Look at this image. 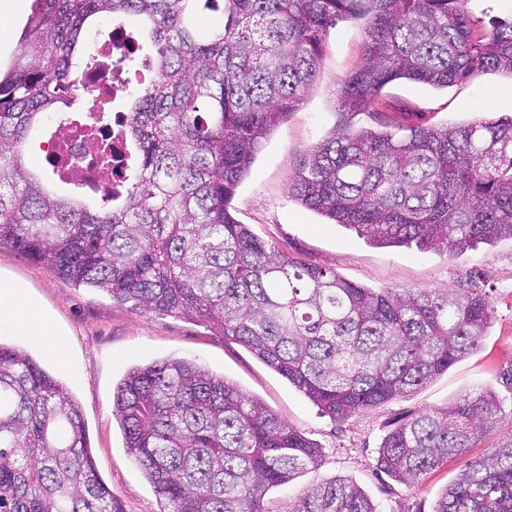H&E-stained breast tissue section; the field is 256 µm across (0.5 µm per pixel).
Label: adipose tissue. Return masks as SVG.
I'll return each instance as SVG.
<instances>
[{
  "label": "adipose tissue",
  "mask_w": 512,
  "mask_h": 512,
  "mask_svg": "<svg viewBox=\"0 0 512 512\" xmlns=\"http://www.w3.org/2000/svg\"><path fill=\"white\" fill-rule=\"evenodd\" d=\"M0 335L25 336L46 353L63 358L65 342L52 319L29 296L25 284L0 275Z\"/></svg>",
  "instance_id": "obj_1"
}]
</instances>
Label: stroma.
Instances as JSON below:
<instances>
[{
  "label": "stroma",
  "mask_w": 512,
  "mask_h": 512,
  "mask_svg": "<svg viewBox=\"0 0 512 512\" xmlns=\"http://www.w3.org/2000/svg\"><path fill=\"white\" fill-rule=\"evenodd\" d=\"M31 5L32 0H0V8L8 10L7 25L0 31L1 67L8 66L20 46ZM366 38L361 20L343 19L329 30L312 90L264 141L229 204L230 211L288 256L335 269L369 288L483 289L496 309L488 336L472 355L408 397L338 421L322 414L243 346L189 319L116 306L106 294L75 287L53 269L2 246L0 274L27 283L29 294L64 334L66 360L58 362L24 336L12 337L11 342L62 379L76 397L96 467L124 512H160L161 504L125 448L112 415L113 393L131 366L167 357L191 359L224 374L322 446L324 460L319 469L268 493L275 507L310 485L342 476L357 483L379 512H432L439 494L463 470L466 459L437 469L422 485L408 486L377 471V448L396 419L446 405L478 387L487 386L496 393L501 414L496 433L471 449L469 457L490 456L499 436L512 432V240L493 247L481 244L459 257L413 246L377 247L354 231L327 223L288 191L304 153L334 127L337 92L357 68ZM504 114H512V80L477 72L445 88L394 81L380 93L377 109L358 115L355 123L371 128L442 126L479 115Z\"/></svg>",
  "instance_id": "stroma-1"
}]
</instances>
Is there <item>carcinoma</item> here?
<instances>
[{"label": "carcinoma", "mask_w": 512, "mask_h": 512, "mask_svg": "<svg viewBox=\"0 0 512 512\" xmlns=\"http://www.w3.org/2000/svg\"><path fill=\"white\" fill-rule=\"evenodd\" d=\"M138 19L150 50L121 132L133 147L119 190L89 202L25 164L27 132L58 130L92 100L73 76L96 63L85 31ZM204 12L222 22L205 36ZM367 22L338 120L289 193L380 247L461 256L512 238V116L406 134L353 119L397 79L446 87L475 71L512 77V22L475 30L462 0H34L0 73V246L139 312L175 314L249 350L334 420L405 397L478 349L495 318L485 294L376 290L294 260L239 223L229 202L262 142L317 76L327 30ZM490 389L399 418L376 468L418 485L496 431ZM125 448L163 512H270L266 496L321 465L322 446L224 376L171 358L134 367L113 395ZM0 512H122L100 478L74 396L27 351L0 341ZM282 512H378L340 476ZM433 512H512V433L467 464Z\"/></svg>", "instance_id": "carcinoma-1"}]
</instances>
